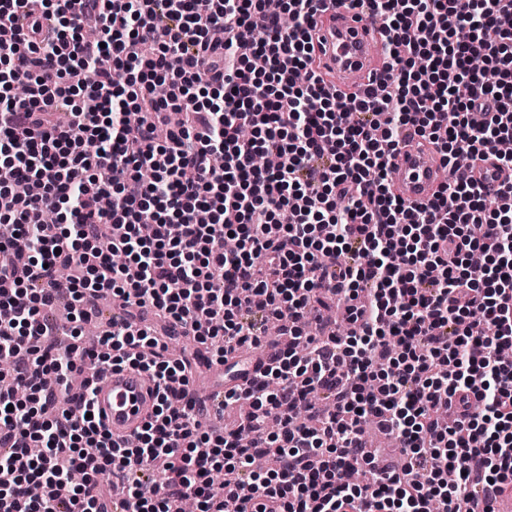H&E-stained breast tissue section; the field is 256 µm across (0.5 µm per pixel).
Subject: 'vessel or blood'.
<instances>
[{"mask_svg":"<svg viewBox=\"0 0 512 512\" xmlns=\"http://www.w3.org/2000/svg\"><path fill=\"white\" fill-rule=\"evenodd\" d=\"M316 54L324 70L336 77L338 89L352 92L376 81L382 71L386 43L384 31L376 17L364 9L331 6L320 11L314 29ZM444 167L439 156L428 146L414 144L399 147L393 154L390 174L394 192L410 205L428 202L442 182ZM470 176L487 193L498 191L512 180V171L499 167L495 160L477 163ZM272 358L264 353L243 366L215 364L224 376L222 386L210 390L205 403L218 408L228 385H242L260 380ZM156 401L152 383L144 373L132 369H111L98 379L93 410L115 440L128 438L146 421Z\"/></svg>","mask_w":512,"mask_h":512,"instance_id":"obj_1","label":"vessel or blood"}]
</instances>
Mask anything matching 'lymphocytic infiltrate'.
<instances>
[{"label":"lymphocytic infiltrate","mask_w":512,"mask_h":512,"mask_svg":"<svg viewBox=\"0 0 512 512\" xmlns=\"http://www.w3.org/2000/svg\"><path fill=\"white\" fill-rule=\"evenodd\" d=\"M322 2L0 0V166L31 187L0 183V360L33 399L0 390V512H463L512 482V183L487 209L456 163L512 168V0H349L388 41L377 86L350 95L320 72ZM40 14L37 40L23 21ZM414 136L450 168L421 206L388 181ZM62 269L64 347L45 317ZM108 297L123 317L80 344ZM271 320L293 347L225 390L248 405L235 429L202 430L166 337L223 362L274 345ZM106 366L154 383L136 444L90 415ZM320 388L329 411L297 420ZM372 421L403 466L367 447ZM363 464L371 481H348Z\"/></svg>","instance_id":"obj_1"}]
</instances>
